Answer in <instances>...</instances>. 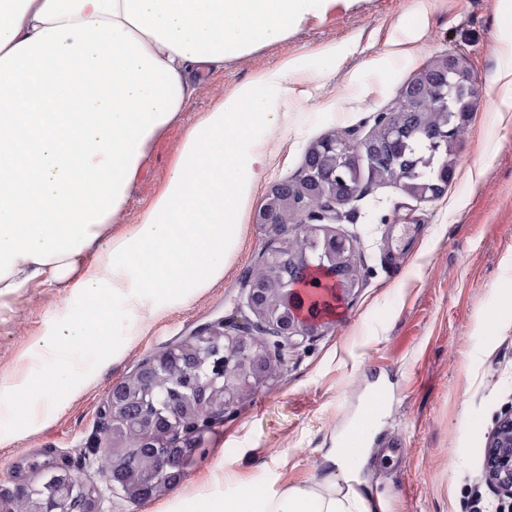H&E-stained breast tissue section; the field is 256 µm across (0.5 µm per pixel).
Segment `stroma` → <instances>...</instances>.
Listing matches in <instances>:
<instances>
[{
  "label": "stroma",
  "instance_id": "1",
  "mask_svg": "<svg viewBox=\"0 0 512 512\" xmlns=\"http://www.w3.org/2000/svg\"><path fill=\"white\" fill-rule=\"evenodd\" d=\"M337 60L320 55L327 44ZM461 57L482 95L454 158L446 192L421 201L394 184L371 181L344 209L338 233L356 241L359 284L322 335L288 357V367L244 400L206 437V453L175 488L130 508L110 492L106 512H189L223 492L227 479L279 491L313 482L329 449L343 445L373 392L383 390L369 452L359 476L371 512H489L498 498L483 478L495 422L512 405V109L492 77L512 62V0H336L287 40L225 61L196 80L181 119L148 147L122 223H135L166 181L189 122L236 84L261 78L283 61L306 57L302 93L279 102L280 119L264 137L267 156L224 278L169 310L145 330L109 322L87 354L81 393L65 400L45 427L18 416L0 431V498L37 486L42 472L76 459L97 435L109 390L143 360L197 325L230 315L241 280L267 239L254 217L276 183L298 180L307 148L332 133L365 138L373 117L400 104V89L429 63ZM84 305L64 286L29 288L0 310V385L16 382L42 334L75 318ZM123 348L113 358V345Z\"/></svg>",
  "mask_w": 512,
  "mask_h": 512
}]
</instances>
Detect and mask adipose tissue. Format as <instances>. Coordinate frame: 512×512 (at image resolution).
I'll use <instances>...</instances> for the list:
<instances>
[{
  "mask_svg": "<svg viewBox=\"0 0 512 512\" xmlns=\"http://www.w3.org/2000/svg\"><path fill=\"white\" fill-rule=\"evenodd\" d=\"M335 0H0V301L70 282L87 303L37 345L69 377L104 323L146 328L224 278L304 58L238 84L190 125L173 169L132 230L113 235L147 146L180 118L196 75L287 39ZM180 253L147 281L136 256ZM60 402L32 367L0 387V427L18 411L48 422ZM360 453L330 449L319 480L280 492L238 483L197 512H370L354 485Z\"/></svg>",
  "mask_w": 512,
  "mask_h": 512,
  "instance_id": "1",
  "label": "adipose tissue"
}]
</instances>
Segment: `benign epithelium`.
Masks as SVG:
<instances>
[{"instance_id":"7a95c632","label":"benign epithelium","mask_w":512,"mask_h":512,"mask_svg":"<svg viewBox=\"0 0 512 512\" xmlns=\"http://www.w3.org/2000/svg\"><path fill=\"white\" fill-rule=\"evenodd\" d=\"M481 92L464 62L448 54L407 81L403 106L380 112L363 139L329 134L307 150L304 174L272 185L255 223L269 238L257 268L242 280L244 301L229 316L202 324L179 342L141 362L112 385L100 410L101 430L114 438L140 437L145 467L118 456L111 471H99L102 486L79 496L69 468L45 476L46 494L22 495L29 512H103V489L120 487L135 506L177 486L187 467L206 450L205 436L232 417L239 403L275 377L288 355L322 334L327 317L303 300L298 280L313 269L325 273L338 301L359 282L352 239L324 223L342 219V208L365 193L360 158L373 179L400 186L420 200H436L454 177L450 159ZM430 142L444 160L436 176L419 179L404 160L407 140ZM485 481L499 499H512V408L498 418L486 455Z\"/></svg>"}]
</instances>
